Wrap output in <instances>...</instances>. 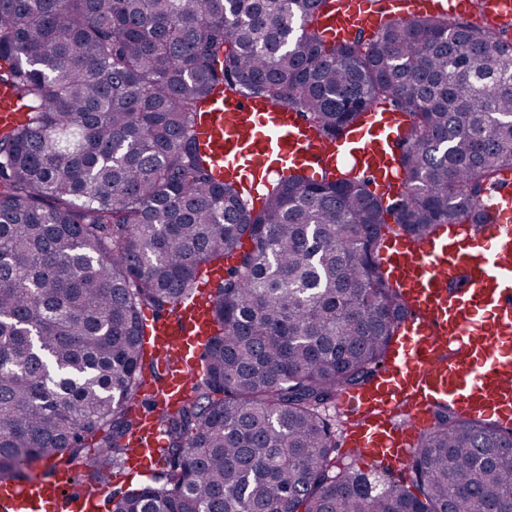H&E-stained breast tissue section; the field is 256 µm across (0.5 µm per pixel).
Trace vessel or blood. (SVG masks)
Returning <instances> with one entry per match:
<instances>
[{"instance_id": "1", "label": "vessel or blood", "mask_w": 512, "mask_h": 512, "mask_svg": "<svg viewBox=\"0 0 512 512\" xmlns=\"http://www.w3.org/2000/svg\"><path fill=\"white\" fill-rule=\"evenodd\" d=\"M451 0H389L398 16L448 15ZM483 16L512 24V0H481ZM323 41L346 44L376 32L381 16L368 0H331L316 14ZM24 119L14 91L0 85V129ZM217 172L239 181L252 195L274 176L301 170L347 166L373 183H400L404 174L393 161L402 117L378 104L345 140L322 137L298 110L258 96L212 97L193 126ZM481 208L488 222L462 224L447 234L414 242L388 237L378 261L389 284L403 294L407 315L386 362L376 377L341 392L340 406L350 415L346 445L369 462L399 467L411 457L437 404L457 414L482 418L512 429V181L488 192ZM204 294L184 300L174 319L150 321L144 343L170 361L163 386H144L150 403L144 428L133 444L131 465L155 457L162 445L160 419L169 402L186 395L187 370L211 334ZM410 411L406 423L396 414ZM108 492L80 491L69 464L25 481L0 482V512H93Z\"/></svg>"}]
</instances>
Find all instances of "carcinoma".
Instances as JSON below:
<instances>
[{
	"label": "carcinoma",
	"instance_id": "carcinoma-1",
	"mask_svg": "<svg viewBox=\"0 0 512 512\" xmlns=\"http://www.w3.org/2000/svg\"><path fill=\"white\" fill-rule=\"evenodd\" d=\"M328 4L0 0V83L25 110L0 131V480L56 458L91 491L111 478L140 386L165 380L143 310H175L200 265L235 254L208 295L202 375L164 418L165 482L110 512H512V431L440 405L416 491L378 490L338 464L349 420L327 414L407 313L378 262L388 218L413 241L467 224L512 169V37L384 15L326 44ZM222 92L297 108L328 140L392 106L404 192L296 171L254 202L193 136Z\"/></svg>",
	"mask_w": 512,
	"mask_h": 512
}]
</instances>
